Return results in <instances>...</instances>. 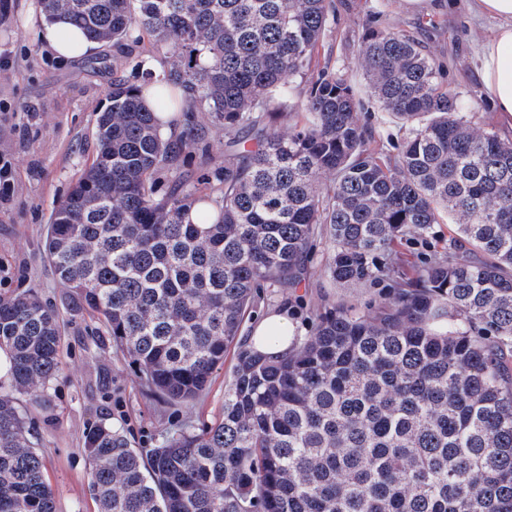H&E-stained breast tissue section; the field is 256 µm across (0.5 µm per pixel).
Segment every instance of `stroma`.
<instances>
[{
    "label": "stroma",
    "instance_id": "1",
    "mask_svg": "<svg viewBox=\"0 0 512 512\" xmlns=\"http://www.w3.org/2000/svg\"><path fill=\"white\" fill-rule=\"evenodd\" d=\"M336 13L331 51L320 52L315 67L330 66L351 78L362 104L360 122L392 147L401 134L390 123L356 69L360 24L374 15L421 41L443 66L442 82L465 101L476 121L512 137V127L496 112L481 83L480 49L498 25L477 13L473 0H331ZM39 0H0V54L14 66L0 71V153L17 157L15 191L0 202V294L27 293L56 310L60 325L61 375L46 393L47 409L28 408L32 440L42 455L55 492L56 512H97L83 453L88 429L98 422L120 427L133 447L161 446L173 435L219 418L224 391L236 358L251 346L256 323L266 314L287 312L295 340L306 339L314 315L327 303L366 310L391 295L386 283L346 287L327 273L330 252L317 239L302 277L281 288H262L235 346L197 399L169 404L150 393L136 366L113 344L96 316L58 279L43 254L44 236L54 209L69 192L96 149V120L109 104L112 47L63 59L35 38L28 13ZM180 126L200 134L196 150L181 154L178 168L199 182L224 170V135L209 128L201 112H184Z\"/></svg>",
    "mask_w": 512,
    "mask_h": 512
}]
</instances>
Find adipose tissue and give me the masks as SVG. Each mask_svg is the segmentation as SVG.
<instances>
[{"instance_id":"ef3b65f1","label":"adipose tissue","mask_w":512,"mask_h":512,"mask_svg":"<svg viewBox=\"0 0 512 512\" xmlns=\"http://www.w3.org/2000/svg\"><path fill=\"white\" fill-rule=\"evenodd\" d=\"M474 7L499 22L482 48L480 78L496 111L512 116V0H474ZM33 30L55 55L65 59L83 57L95 47L79 29L62 21L44 19ZM293 333L287 313L268 314L254 327L251 348L267 356L284 354L291 346Z\"/></svg>"}]
</instances>
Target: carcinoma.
Listing matches in <instances>:
<instances>
[{
  "label": "carcinoma",
  "mask_w": 512,
  "mask_h": 512,
  "mask_svg": "<svg viewBox=\"0 0 512 512\" xmlns=\"http://www.w3.org/2000/svg\"><path fill=\"white\" fill-rule=\"evenodd\" d=\"M41 4L114 49L95 155L44 252L152 392L204 391L258 289L294 284L318 237L334 281L394 288L373 312L324 306L281 356L239 354L221 419L198 431L143 451L92 426L98 512H512V138L465 112L411 34L368 18L357 67L405 130L396 154L373 146L350 77L311 70L328 0ZM146 90L169 107L165 133ZM179 112L224 131L205 193L176 166L200 140ZM436 224L448 248L401 271L396 245ZM59 347L52 306L0 296V512H56L18 396L43 401Z\"/></svg>",
  "instance_id": "1"
}]
</instances>
